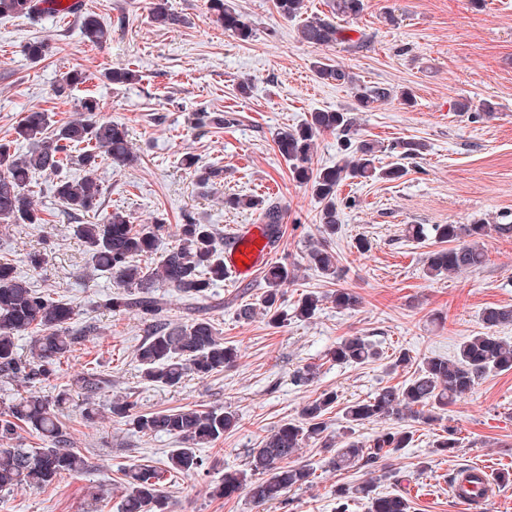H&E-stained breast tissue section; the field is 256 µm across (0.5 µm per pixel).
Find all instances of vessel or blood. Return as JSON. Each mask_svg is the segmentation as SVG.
I'll return each mask as SVG.
<instances>
[{"mask_svg":"<svg viewBox=\"0 0 512 512\" xmlns=\"http://www.w3.org/2000/svg\"><path fill=\"white\" fill-rule=\"evenodd\" d=\"M273 253V240L266 228L244 224L237 228L224 249V269L237 278L250 277L268 262ZM492 477L484 467L471 469L469 477L459 478L455 497L465 508L483 503L492 494Z\"/></svg>","mask_w":512,"mask_h":512,"instance_id":"b4317fda","label":"vessel or blood"}]
</instances>
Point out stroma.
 Returning <instances> with one entry per match:
<instances>
[{
    "label": "stroma",
    "instance_id": "obj_1",
    "mask_svg": "<svg viewBox=\"0 0 512 512\" xmlns=\"http://www.w3.org/2000/svg\"><path fill=\"white\" fill-rule=\"evenodd\" d=\"M83 2L84 12L109 30L105 46L84 38L74 16L36 22L0 18V143L14 140L26 112L45 111L63 123L82 118L83 99L95 95L100 118L127 127L137 160L99 167L102 205L98 213L84 216V223H100L115 210L126 212L136 225L162 219L166 230L158 253L147 260L153 267L160 253L177 245L183 213L214 225L223 239L237 225L261 221L256 211L226 208L225 196L271 199L284 213L272 260L297 270L282 288V309L292 310L303 294L325 296L337 288L352 289L361 303L341 310L324 301L314 318H292L276 328L262 314H240L243 304L263 292L262 273L244 281L225 276L196 299L159 286L156 294L168 322L185 324L205 314L220 337L237 347L238 358L209 377L190 374L175 387L152 385L142 379L135 358L147 334L146 321L133 311L104 308L114 290L111 275L91 268L74 234V220L54 197L49 180L38 177L34 202L44 221L0 224V259L14 263L34 288L70 300L77 323L97 327L94 338L77 345L69 361L40 384L49 395L69 393L66 431L90 466L63 474L46 488L24 485L1 492L0 512H118L123 495L119 464L164 466L177 442L129 429L110 412L117 399L133 402L139 413L222 408L238 417L235 431L203 449L205 473L168 480L165 491L173 512H334L337 488H352L366 471L333 470L328 450L316 442L295 455L296 461L315 467V483L288 490L284 503L259 506L245 493L227 499L216 488L225 471L244 469L249 449L281 424L298 421L303 405L321 392L339 395V407L325 417L329 434L338 435L342 405L406 379V372L386 371L399 351L418 360L451 357L464 339L484 333L485 308L512 306V236L497 231L498 225L512 224V0H365L360 16L342 21L353 47L337 49L302 42L297 21L283 20L273 0H235L256 29L246 42L212 22L206 0H169L182 21L165 29L153 24L150 0ZM34 39L52 47L37 64L23 53ZM322 57L354 72L365 85L405 88L416 100L410 107L394 97L357 115L359 136L379 145L381 165L400 162L406 173L395 181L348 180L340 186L342 230L332 243L339 271L333 280L307 265L310 246L322 239L317 203L308 186L292 180L273 142L278 129L300 124L313 111L354 108L348 87L316 77L313 64ZM121 65L136 71L133 84L105 79V72ZM74 70L84 72L87 82L57 94ZM246 77L253 89L243 96L238 84ZM467 99L495 103L494 117L457 111V103ZM201 111L230 116L231 122L198 126L194 117ZM410 140L427 144L423 158H401L396 146ZM187 154L198 166L223 168L216 189L199 187L193 170L182 163ZM476 221L488 228L485 265L428 276L427 257L439 244L431 236L409 237L408 226ZM360 237L370 243L367 252L355 247ZM33 251L45 256L37 270L26 263ZM347 336L376 344L381 359L357 366L329 361L328 349ZM308 364L318 367L317 381L296 386L295 371ZM86 367L97 368L111 382L90 419L82 415L77 386ZM397 424L413 431L414 442L394 462L401 481L378 478L377 492L404 495L411 512H461L451 496L458 470L512 471V372L481 379L441 412L439 421L424 424L407 417ZM397 424L367 422L356 427L355 435L367 442ZM447 428L454 432L456 448L432 454L434 441Z\"/></svg>",
    "mask_w": 512,
    "mask_h": 512
}]
</instances>
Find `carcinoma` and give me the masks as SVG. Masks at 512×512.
Returning a JSON list of instances; mask_svg holds the SVG:
<instances>
[{
  "label": "carcinoma",
  "instance_id": "1",
  "mask_svg": "<svg viewBox=\"0 0 512 512\" xmlns=\"http://www.w3.org/2000/svg\"><path fill=\"white\" fill-rule=\"evenodd\" d=\"M57 0H0V16L40 18L50 14H78L81 4L56 8ZM276 12L285 20L303 15L304 0H274ZM330 15H314L303 20L298 28L301 41L321 47L346 46L352 43L347 30L337 19L356 18L365 10V0H329ZM151 18L161 27L177 25L182 19L168 5V0H152ZM207 12L213 22L232 33L242 42L253 37L250 21L238 11L233 0H207ZM84 36L93 44H103L109 34L96 17L81 16ZM25 55L33 63L44 60L51 48L43 40H32L24 46ZM313 69L318 79L351 87L356 110L363 112L373 105L397 95L405 105H412L409 90L400 92L390 87L363 86L357 76L338 64L319 60ZM114 85H128L137 79L128 67H114L105 74ZM356 118L348 110L315 111L310 118L295 127H285L276 133L274 142L279 155L288 164L292 179L310 186L318 200L319 224L323 240L308 255V266L327 279L338 273L336 257L330 250L331 240L341 229L337 195L340 185L348 179L376 178L397 180L405 169L394 165L379 168L375 165L377 145L367 139L351 140ZM346 136L336 164L313 168V152L317 137L324 133ZM16 139L26 143L27 150L19 152L8 144H0V224H42L44 219L33 201L31 190L36 177L52 178L54 197L73 219L96 212L102 205L103 186L95 172L104 160L117 165L134 161L129 146L128 131L115 121L91 122L86 119L55 124L49 113L33 110L15 128ZM404 158L423 155L426 144L403 141L398 144ZM183 165L194 169L197 181L206 188L223 178V170L197 167L195 158L187 155ZM77 167L84 172L80 178L67 175L66 169ZM224 206L232 209L260 211L270 235L276 236L283 212L277 203L255 196L231 195ZM484 224H434V238L448 247L431 252L427 257V273L438 276L475 271L486 261L483 239ZM165 224L159 220L136 226L130 217L115 211L100 224H77L75 235L82 241L95 270L112 275L117 291L105 301L112 311L134 310L143 318L155 320L149 335L136 349V360L144 380L158 386L174 387L188 373L208 377L230 367L238 350L224 344L206 318H194L188 324L173 325L162 319L164 304L154 296L153 288L162 283L188 297H203L217 283L224 281V257L219 249L216 229L199 222L186 213L179 225V243L170 249L154 267L143 266L140 258L157 249ZM295 278L294 270L286 264H274L265 272L266 290L258 305L269 315V323L281 327L288 322V312L279 310L281 287ZM336 308L353 310L360 305L359 295L350 288H338L330 293ZM320 296L303 295L293 310V317L308 320L320 306ZM74 306L60 296L39 291L19 276L14 264L0 262V380L23 381L35 385L51 376L62 360L72 357L76 345L94 335L96 329L87 325L75 333ZM487 332L463 340L452 358L427 357L420 364L406 351L392 359L389 369L415 367L402 386H384L372 396L352 402L343 409L347 432L366 422L398 419L408 413L426 422L437 419L456 398L474 389L483 376L512 371V342L495 335V328L512 323V308L488 307L482 313ZM31 336L29 354L18 353L16 338ZM327 356L338 364H364L380 357V352L366 338L350 336L329 348ZM84 402L83 413L90 415L96 399L107 385L106 378L93 368L82 372L78 380ZM67 393L56 396L27 390L0 409V492L11 491L19 485L47 487L66 472H79L89 467L87 459L71 448L65 422L59 408L66 403ZM338 395L324 391L306 402L300 421L286 422L265 437L260 446L248 454V470L224 472L220 495L230 498L246 489L257 504L282 503L288 489L314 484L316 471L308 464H292L290 459L309 441L322 439L326 430L325 415L336 406ZM134 404L115 401L112 415L132 425L137 431L164 433L179 442L171 450L166 467L144 468L137 464L119 468L123 476L124 495L121 512H170L163 481L165 474L196 475L205 468L199 449L224 438L234 430L238 418L222 408L200 411L194 408L150 413L133 412ZM25 426L42 441V447L29 449L2 446L15 439L17 429ZM410 430L395 429L376 436L365 444L349 436L336 449L330 464L337 470L376 466L389 460L413 442ZM456 447L453 430L446 429L433 444L432 453L445 455ZM368 500L369 512H408L407 499L399 494L375 493V482L367 479L356 489Z\"/></svg>",
  "mask_w": 512,
  "mask_h": 512
}]
</instances>
